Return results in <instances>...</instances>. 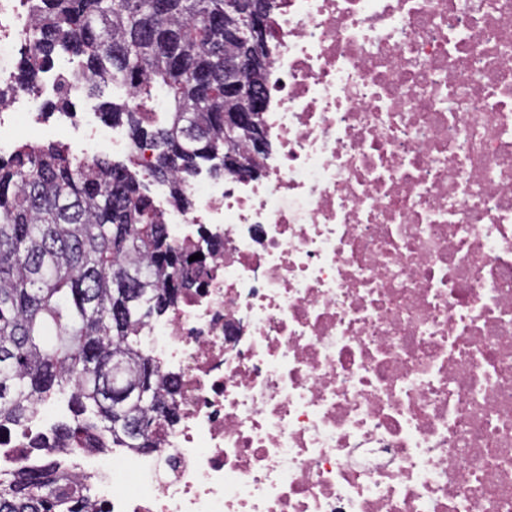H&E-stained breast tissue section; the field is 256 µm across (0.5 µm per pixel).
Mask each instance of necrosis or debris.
<instances>
[{
  "mask_svg": "<svg viewBox=\"0 0 512 512\" xmlns=\"http://www.w3.org/2000/svg\"><path fill=\"white\" fill-rule=\"evenodd\" d=\"M32 2L0 0V83ZM269 24L268 150L162 210L205 255L138 330L176 415L156 450L63 468L95 512H512V0H276ZM82 72L0 103V159L26 121L81 167L105 144L147 170ZM49 414L0 432V469Z\"/></svg>",
  "mask_w": 512,
  "mask_h": 512,
  "instance_id": "4bbe7bcc",
  "label": "necrosis or debris"
}]
</instances>
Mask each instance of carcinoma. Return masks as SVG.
Instances as JSON below:
<instances>
[{
	"instance_id": "cac0c4a2",
	"label": "carcinoma",
	"mask_w": 512,
	"mask_h": 512,
	"mask_svg": "<svg viewBox=\"0 0 512 512\" xmlns=\"http://www.w3.org/2000/svg\"><path fill=\"white\" fill-rule=\"evenodd\" d=\"M240 0H37V54L0 86L34 87L59 52L82 59L89 90L137 77L141 101L163 90L160 121L124 101L103 104L148 144L146 175L178 185L207 167L224 174V10ZM195 285L138 174L101 158L79 168L61 143L24 144L0 160V430L24 426L37 405L67 398L70 418L55 450L73 454L93 433L117 448H157L152 411L173 392L131 336ZM60 459L0 472V512H87L83 483L59 475Z\"/></svg>"
}]
</instances>
